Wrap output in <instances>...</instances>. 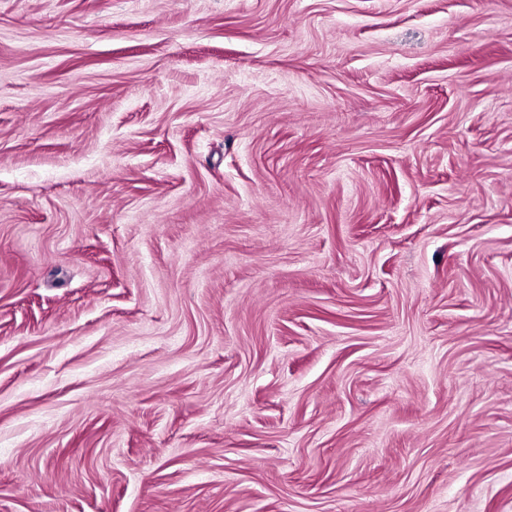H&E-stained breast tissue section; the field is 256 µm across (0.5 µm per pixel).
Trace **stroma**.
Returning <instances> with one entry per match:
<instances>
[{"mask_svg":"<svg viewBox=\"0 0 512 512\" xmlns=\"http://www.w3.org/2000/svg\"><path fill=\"white\" fill-rule=\"evenodd\" d=\"M0 512H512V0H0Z\"/></svg>","mask_w":512,"mask_h":512,"instance_id":"obj_1","label":"stroma"}]
</instances>
